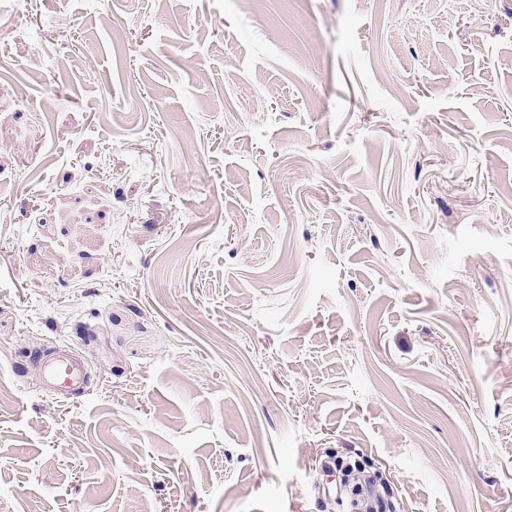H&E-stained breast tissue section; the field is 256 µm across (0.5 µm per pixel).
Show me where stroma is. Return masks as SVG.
<instances>
[{
    "instance_id": "obj_1",
    "label": "stroma",
    "mask_w": 512,
    "mask_h": 512,
    "mask_svg": "<svg viewBox=\"0 0 512 512\" xmlns=\"http://www.w3.org/2000/svg\"><path fill=\"white\" fill-rule=\"evenodd\" d=\"M331 452L512 512V0H0V512H336ZM44 391L58 399H68L70 389L86 376L84 365L68 349L53 347L45 359Z\"/></svg>"
}]
</instances>
